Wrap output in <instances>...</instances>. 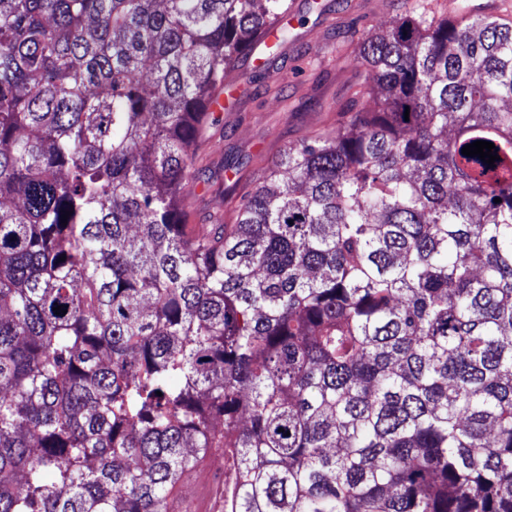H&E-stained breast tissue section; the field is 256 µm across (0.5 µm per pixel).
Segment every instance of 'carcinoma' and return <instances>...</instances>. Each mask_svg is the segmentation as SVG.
I'll list each match as a JSON object with an SVG mask.
<instances>
[{
  "label": "carcinoma",
  "mask_w": 512,
  "mask_h": 512,
  "mask_svg": "<svg viewBox=\"0 0 512 512\" xmlns=\"http://www.w3.org/2000/svg\"><path fill=\"white\" fill-rule=\"evenodd\" d=\"M286 11L0 0V512H170L219 451L224 512H512V26L404 0L377 110L190 230L214 91Z\"/></svg>",
  "instance_id": "1"
}]
</instances>
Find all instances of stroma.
Here are the masks:
<instances>
[{"label": "stroma", "mask_w": 512, "mask_h": 512, "mask_svg": "<svg viewBox=\"0 0 512 512\" xmlns=\"http://www.w3.org/2000/svg\"><path fill=\"white\" fill-rule=\"evenodd\" d=\"M403 0H289L287 40L275 62L243 56L234 94L211 112L195 145V177L179 196L193 226L234 223L241 200L264 181L283 151L335 130L347 109L373 111L367 73L355 64L363 39L385 33ZM224 473L206 458L171 493L173 512L192 504L224 512Z\"/></svg>", "instance_id": "35a3bbf8"}]
</instances>
